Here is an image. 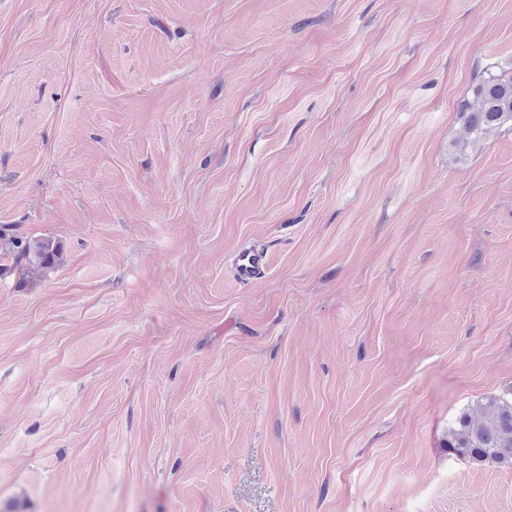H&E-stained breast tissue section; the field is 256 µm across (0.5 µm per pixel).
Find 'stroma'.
Returning <instances> with one entry per match:
<instances>
[{
	"label": "stroma",
	"instance_id": "stroma-1",
	"mask_svg": "<svg viewBox=\"0 0 512 512\" xmlns=\"http://www.w3.org/2000/svg\"><path fill=\"white\" fill-rule=\"evenodd\" d=\"M512 0H0V512H512ZM265 248L243 287L237 255ZM457 112L475 137L512 122V75L486 70L473 87L472 98L461 101ZM0 278L18 274L21 285L40 277L62 260V248L54 240H33L24 236L16 224L0 225ZM491 412L476 422L464 411L448 428V451L476 466L512 467V399H493Z\"/></svg>",
	"mask_w": 512,
	"mask_h": 512
}]
</instances>
